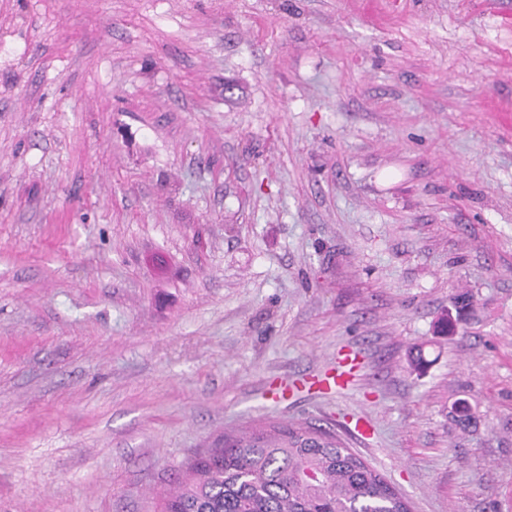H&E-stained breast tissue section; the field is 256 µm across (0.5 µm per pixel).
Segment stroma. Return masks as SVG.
Listing matches in <instances>:
<instances>
[{
    "mask_svg": "<svg viewBox=\"0 0 512 512\" xmlns=\"http://www.w3.org/2000/svg\"><path fill=\"white\" fill-rule=\"evenodd\" d=\"M269 422L512 512V0H0V512Z\"/></svg>",
    "mask_w": 512,
    "mask_h": 512,
    "instance_id": "1",
    "label": "stroma"
}]
</instances>
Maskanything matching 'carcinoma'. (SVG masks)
I'll return each mask as SVG.
<instances>
[{"label":"carcinoma","instance_id":"cac0c4a2","mask_svg":"<svg viewBox=\"0 0 512 512\" xmlns=\"http://www.w3.org/2000/svg\"><path fill=\"white\" fill-rule=\"evenodd\" d=\"M165 512H409L336 435L304 423L244 430L190 463Z\"/></svg>","mask_w":512,"mask_h":512}]
</instances>
